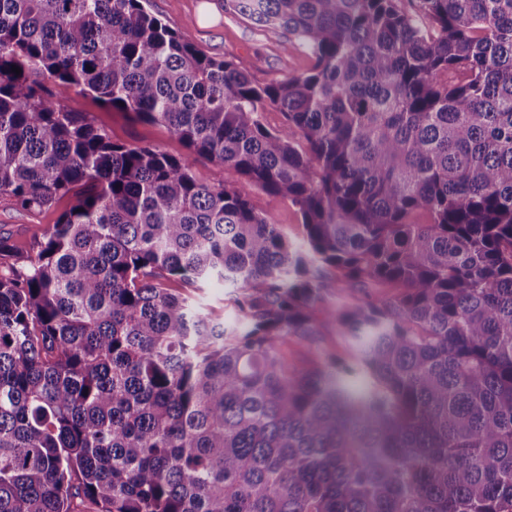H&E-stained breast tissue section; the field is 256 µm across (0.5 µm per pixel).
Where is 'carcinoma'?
I'll use <instances>...</instances> for the list:
<instances>
[{
  "label": "carcinoma",
  "mask_w": 512,
  "mask_h": 512,
  "mask_svg": "<svg viewBox=\"0 0 512 512\" xmlns=\"http://www.w3.org/2000/svg\"><path fill=\"white\" fill-rule=\"evenodd\" d=\"M144 2L0 0V198H72L0 235V512H512V0H224L315 59L266 85ZM61 103L69 110L87 114L97 126L108 132L114 142L157 145L177 158L188 153L183 142L168 128L134 121L126 113L113 111L91 96L71 91ZM192 172L195 178L208 185H224V183H238L241 185L239 177L232 171L211 161L204 156H196L192 163ZM253 206L260 212L270 214L276 224H281L284 233L295 244L301 245L303 240L302 220L296 208L287 200L273 198L256 187L246 186ZM69 204L70 200L65 197L49 210L23 211L0 200V233H10L15 244L25 247L34 236L41 235L51 224H55ZM228 291L227 288L213 286L196 291L195 295L198 302H201L206 308L212 309L216 314L223 315L224 319L229 322L234 319L235 314L229 301Z\"/></svg>",
  "instance_id": "1"
}]
</instances>
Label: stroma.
Instances as JSON below:
<instances>
[{
	"instance_id": "1",
	"label": "stroma",
	"mask_w": 512,
	"mask_h": 512,
	"mask_svg": "<svg viewBox=\"0 0 512 512\" xmlns=\"http://www.w3.org/2000/svg\"><path fill=\"white\" fill-rule=\"evenodd\" d=\"M146 7L173 30L188 35L198 51L232 61L257 84L301 75L314 66L313 58L304 51L285 50L287 33L263 30L242 16L225 13L224 0H147ZM63 104L87 114L114 142L153 144L177 158L187 153L183 142L168 128L134 121L92 97L72 92ZM248 193L256 210L270 214L294 243L302 242L301 216L290 202L270 197L255 187L249 188ZM69 204V199L64 198L48 210L23 211L0 201V233H10L15 244L27 246L33 237L54 224Z\"/></svg>"
}]
</instances>
